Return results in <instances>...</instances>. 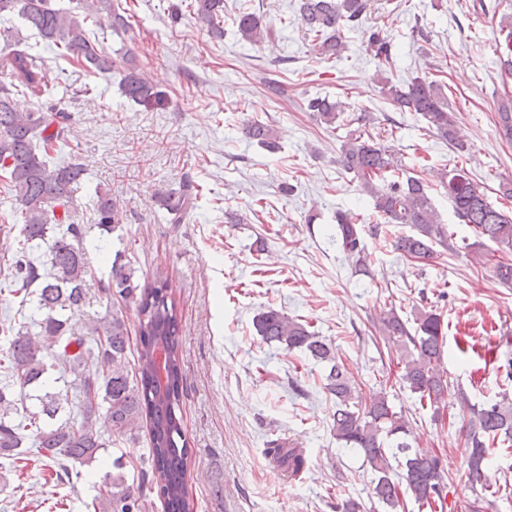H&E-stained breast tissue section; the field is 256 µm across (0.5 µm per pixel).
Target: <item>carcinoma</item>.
Here are the masks:
<instances>
[{
	"mask_svg": "<svg viewBox=\"0 0 512 512\" xmlns=\"http://www.w3.org/2000/svg\"><path fill=\"white\" fill-rule=\"evenodd\" d=\"M190 8L198 26L213 39L224 38V0H191ZM367 0H299V12L307 33L315 38L321 55L339 57L345 50L340 31L358 25ZM16 16L47 46L76 58L93 72L118 71L121 94L136 103H149L159 92L142 75L134 56L121 49L110 53L106 37L88 33L87 21L100 29L110 28L121 36L128 28L114 0H76V5L59 7L52 0H0V17ZM506 32L498 57L501 68L512 72V22L500 25ZM237 32L253 45L272 40L261 17L241 11ZM367 47L378 60L380 72L391 66V45L378 30L369 34ZM0 68L10 82H0V170L8 180L13 203L11 219L22 224L19 246L8 263L9 287L22 293L21 303L30 314L18 326H1L7 347L0 351L4 383L0 386V454L19 453L28 434L38 453L58 466L57 475L69 477L76 466L89 464L99 452L112 445L100 433L92 416L104 409L111 434L131 437L146 424L150 439L151 468L140 470L130 480L124 472L107 473L103 488L111 512H145V502L156 495L165 512H193L188 499L186 475L189 459L187 438L181 415L182 375L180 320L169 287L140 286L134 270L119 260L112 262L106 291L119 296L134 308L139 318L142 351L137 374L124 371L129 336L123 317L93 328L95 347L69 329V313L85 298L88 258L84 248L86 227L72 220V192L83 179V163L56 164L51 152L64 140V127L55 131L58 113L37 108L20 112L14 96L30 92L34 96L52 82L44 57L11 28L0 30ZM379 94L402 112H412L426 123V130L438 139L464 149L455 136L456 113L449 106L441 85L427 77H416L405 85L386 76L378 80ZM306 111L330 129L339 127L340 113L328 98L307 100ZM497 124L512 139V100L500 104ZM244 136L259 146L275 151L278 136L272 125L247 121ZM353 175L360 191L373 201L383 224H358L346 211L336 212V241L355 268L367 271L364 236H378L382 226L407 227L391 240V246L405 260L425 263L437 255L440 246L454 253L453 233L441 222L428 193V184L409 175L392 145L371 135L349 133L336 159ZM434 177L448 194L454 217L466 225L475 243L487 239L501 251H512V215L490 203L483 190L464 169L438 170ZM171 224H182L195 206L189 189L163 192ZM97 227L112 232L120 223L117 202L107 193L97 194ZM62 209L57 213L56 209ZM262 340L283 345L289 351H304L313 359L330 365L324 389L333 399L331 433L344 448H353L371 472L369 497L389 508L404 512L407 501L418 509H444L447 470L441 458L429 450L411 448L410 419L396 411L385 390L362 392L355 377L336 355L332 342L309 330V325L277 310H268L256 320ZM380 332L397 344L396 362L400 387L416 394L419 403L434 407L439 420L440 404L448 398V372L444 368V321L435 310L419 309L413 318L401 316L395 308L381 319ZM61 359L72 365L83 393V420L78 426L58 422L60 408L51 392L34 395L37 410L18 416L12 386H42L47 373L45 358ZM472 418L466 443L471 452L468 466L482 486L487 483L489 450L496 444L512 447V399H500L471 408ZM283 469L299 473L305 458L293 448L269 449Z\"/></svg>",
	"mask_w": 512,
	"mask_h": 512,
	"instance_id": "obj_1",
	"label": "carcinoma"
}]
</instances>
